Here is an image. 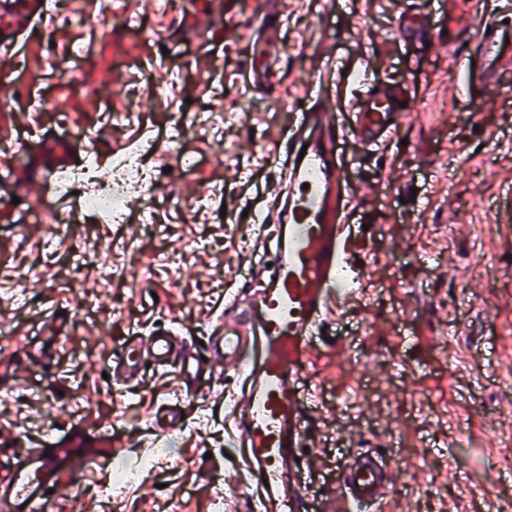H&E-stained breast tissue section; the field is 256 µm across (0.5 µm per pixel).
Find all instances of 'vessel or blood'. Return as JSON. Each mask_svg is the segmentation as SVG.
<instances>
[{
    "label": "vessel or blood",
    "mask_w": 512,
    "mask_h": 512,
    "mask_svg": "<svg viewBox=\"0 0 512 512\" xmlns=\"http://www.w3.org/2000/svg\"><path fill=\"white\" fill-rule=\"evenodd\" d=\"M464 89L477 97L498 89L512 73V23H487L475 56L456 57ZM355 91L349 118L329 116L328 96L309 81V110L291 114L280 128V153L288 159L285 224L269 252L272 278L252 294L224 298V330L209 345L189 342L168 327L133 333L112 358V375L128 383L152 364L175 369L183 386L214 380L222 372L248 379L231 398V417L245 466L239 481L261 488L248 512H376L393 484L401 450L360 453L340 463L336 485L320 502L307 501L303 473L313 459L306 447L310 403L301 378L317 340L336 308L351 299L364 266L352 249L350 218L359 198L343 155L345 141L369 151L385 145L407 114L404 92L367 69L351 74ZM114 448H59L53 436L20 451L15 467L0 476V512H57L58 493L72 477L111 468Z\"/></svg>",
    "instance_id": "b4317fda"
}]
</instances>
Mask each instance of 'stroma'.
Listing matches in <instances>:
<instances>
[{"mask_svg": "<svg viewBox=\"0 0 512 512\" xmlns=\"http://www.w3.org/2000/svg\"><path fill=\"white\" fill-rule=\"evenodd\" d=\"M501 0H117L105 35L50 41L21 12L0 15V43L26 45L12 109L0 112V457L53 435L84 447L115 445L145 479L114 496L119 512H222L244 502L240 450L231 439L219 380L183 395L174 372L146 367L138 382L106 374L125 336L156 324L204 344L226 291L264 277L245 210L265 205L278 178L277 132L307 109L323 43L336 47L334 109L349 112V75L369 68L404 88L409 116L396 140L371 153L350 141L351 175L367 186L352 217L367 226L364 292L329 319L302 378L317 398L311 430L321 498L341 459L397 440L411 478H396L382 512H512V223L494 212L512 189V77L496 103L468 110L449 47L465 55ZM429 13L422 42L405 45L398 15ZM279 28L272 85L255 82L256 45ZM165 59L164 87L134 97L148 59ZM251 104L240 108L239 95ZM66 110L32 122L31 97ZM101 166L129 145L154 141L155 206L125 224H74L91 252L123 263L105 281L69 275V253L29 194L52 172L77 165V136L103 107ZM187 115L176 127L177 115ZM24 201L13 204V195ZM60 318L57 352L35 351L42 323ZM373 336H365V328ZM176 400L183 420L157 435V406ZM493 466L479 470L483 459Z\"/></svg>", "mask_w": 512, "mask_h": 512, "instance_id": "1", "label": "stroma"}]
</instances>
